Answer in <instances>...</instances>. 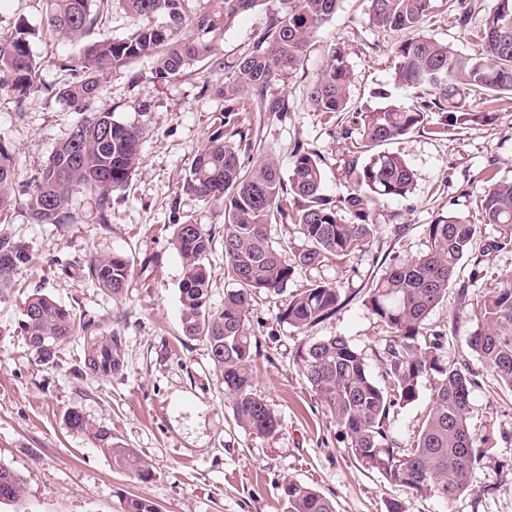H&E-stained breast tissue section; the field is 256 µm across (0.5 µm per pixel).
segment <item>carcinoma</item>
I'll return each instance as SVG.
<instances>
[{
  "label": "carcinoma",
  "mask_w": 512,
  "mask_h": 512,
  "mask_svg": "<svg viewBox=\"0 0 512 512\" xmlns=\"http://www.w3.org/2000/svg\"><path fill=\"white\" fill-rule=\"evenodd\" d=\"M43 28L68 41L79 42L90 33L99 37L82 52L65 59L62 67L80 78L58 91L76 110L87 115L53 150L41 176L27 186L26 207L36 224L76 221L69 211L73 195L84 193L95 201L98 223H108L112 192L123 188L137 168L145 127L122 122L112 112H89L102 76L115 67L145 60L152 74L166 79L192 62L213 56L215 40L240 15L267 0H118L136 20L123 38L101 31L102 15L91 10L92 0H48ZM343 0H278L279 8L251 50L224 66L221 92L229 105L192 161L181 187L189 198L224 207V263L235 287L224 293L218 311L210 307V271L206 261L212 250V233L201 224L174 225L173 246L184 262L180 286L183 331L209 345L219 366L237 425L264 436L276 431L278 420L268 401L257 393L254 367L258 343L250 313L259 295H279L297 267L322 269L336 259L360 251L377 234L372 206L385 199L405 197L415 182L414 170L399 155L381 151L412 131L425 128L427 112L448 113V122L464 125L474 119H491V112L460 111L459 100L473 95L486 103L512 98V0H493L485 20L467 29L470 9L455 19L479 48L464 55L449 44L420 33L433 0H367L378 33H402L392 46L393 81L398 87L420 89L428 99L407 105L382 94L386 102L373 110H356L353 124L359 139L344 162L348 193L333 202L322 194L323 171L310 152L294 151L288 181L280 177L271 158L254 167L242 161L241 150L252 142L243 130L233 132L245 146L224 140V126L248 111L252 102L270 112L288 111V101L267 99L271 82L292 74L301 64L317 29L329 22ZM35 30L20 22L0 37V92L17 101L35 91L40 63L31 51ZM351 70L341 47L327 52L326 65L312 85L309 98L325 114L348 108ZM15 157L0 135V218L17 203L14 192ZM292 216L301 245L284 256L268 236V225ZM351 219H346V216ZM483 224L498 228L489 244L495 251H512V180L490 174L481 195ZM428 251L414 259L391 265L372 285L367 306L389 329L384 351L388 369L385 383L372 376L364 357L344 336H329L298 347V365L317 395L333 412L344 430L348 448L368 469L378 471L390 484L411 493L434 494L448 502L468 491L478 460L495 445L483 440L474 445L469 424L473 373L443 364L439 335L426 339L425 320L447 296L460 262L469 253L476 224L456 214L438 215L428 225ZM31 261L28 248L0 236V294L11 286L14 273ZM88 274L98 286L118 299L133 274L122 254L95 256ZM487 281V292L476 297L461 291L464 308L483 331L471 337L482 363L497 377L503 394L512 397V277L494 268L477 267ZM343 304L342 289L334 282L314 280L288 298L279 319L300 331L336 314ZM22 330L41 362L57 358L58 345L80 333L91 337L85 349V366L107 374L123 366L118 336L93 337V325L43 294L25 302ZM437 378L428 415L412 449L397 450L386 431L390 408L407 405L419 397L422 378ZM69 427L91 435L111 458L112 466L152 478L148 461L136 450L112 441V432L93 428L78 413L68 417ZM286 512H336L333 501L311 486L294 480L281 485ZM23 496V480L0 463V503Z\"/></svg>",
  "instance_id": "carcinoma-1"
}]
</instances>
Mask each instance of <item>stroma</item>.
I'll return each mask as SVG.
<instances>
[{
    "instance_id": "obj_1",
    "label": "stroma",
    "mask_w": 512,
    "mask_h": 512,
    "mask_svg": "<svg viewBox=\"0 0 512 512\" xmlns=\"http://www.w3.org/2000/svg\"><path fill=\"white\" fill-rule=\"evenodd\" d=\"M45 8L46 0H0V35L22 21L40 32ZM273 10L267 0L238 17L218 37L212 60L166 80L154 79L146 61L103 77L91 111L112 112L148 129L138 167L112 195L110 223H97L91 197L81 194L73 201L77 223H32L20 201L0 224V235L24 243L32 255L12 288L0 295V463L24 482L21 500L0 504V512H125L128 499L136 497L153 501L160 512H284L281 484L288 479L320 491L334 501L336 512H387L395 499L406 512H512V400L502 395L471 348L478 326L460 304L461 290L486 289L484 280L473 275L476 259L512 275V253L487 250L497 235L495 226L478 222L485 173L512 180V99L490 109L478 99H462V109H489L493 118L461 128L445 126L444 113L429 112L428 130L388 146L414 170L415 183L406 197L375 206L378 233L371 243L333 266L295 269L285 294L256 300L250 314L260 352L255 385L275 411L279 426L274 433L259 436L236 425L209 346L183 332L179 287L184 267L172 244L174 222L201 224L213 232L212 306H221L233 282L224 272L222 206L192 201L181 186L214 118L224 111V99L216 93L224 84V64L251 48ZM458 11V0H435L422 32L469 54L474 45L455 22ZM335 44L343 47L351 69L353 106L377 108L385 92L412 102L413 92L394 86L391 46L378 38L366 0H344L315 33L298 69L271 83L268 97L286 98L287 112L257 106L248 113L245 125L253 146L244 154L246 166L271 157L285 173L296 147L313 151L324 172L323 193L333 200L347 192L342 166L355 126L351 113L315 111L308 93ZM31 48L41 64V90L21 101L0 96V134L15 153L19 190L40 176L56 143L80 119L58 95L75 79L59 63L77 54V46L40 32ZM448 213L477 222V238L471 256L457 268L447 299L425 324L441 336L444 364L473 370L474 438L496 443L476 465L470 489L451 502L409 494L363 467L297 364V349L308 339L341 335L362 353L374 378L382 379L387 331L365 304L369 288L391 264L425 253L428 225ZM112 253L136 266L145 258L157 259L143 276L131 279L119 299L87 273L91 257ZM319 277L338 282L348 302L330 320L302 332L280 322L278 312L289 295ZM35 293L59 302L78 320L94 321L101 333L119 336L122 370L105 376L90 372L80 336L62 343L55 362H39L21 331L24 303ZM431 384V378H423L416 401L390 410L388 435L402 452H409L426 418ZM73 411L142 454L152 479L142 482L113 469L89 434L70 429L67 417Z\"/></svg>"
}]
</instances>
